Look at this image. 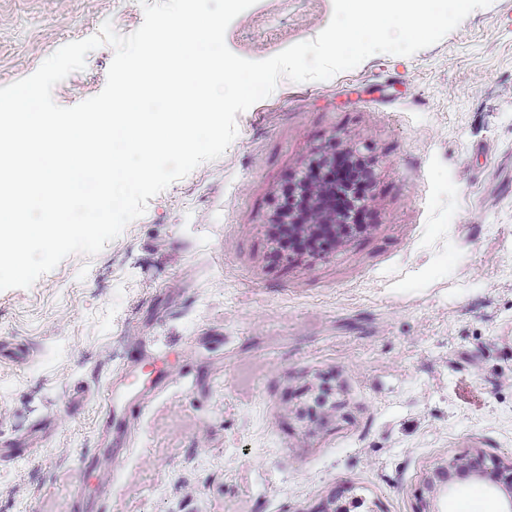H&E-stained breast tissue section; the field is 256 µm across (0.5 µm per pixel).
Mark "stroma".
I'll use <instances>...</instances> for the list:
<instances>
[{
    "label": "stroma",
    "mask_w": 512,
    "mask_h": 512,
    "mask_svg": "<svg viewBox=\"0 0 512 512\" xmlns=\"http://www.w3.org/2000/svg\"><path fill=\"white\" fill-rule=\"evenodd\" d=\"M333 0H257L225 40L269 58L314 39ZM139 0H0V86ZM114 56L52 92L97 95ZM218 159L150 198L97 255L0 291V512H414L440 460L441 512H502L512 480V0L411 56L280 80ZM355 153L366 231L283 261L288 181ZM161 390L104 431L109 386ZM472 465L467 459L454 457L451 459H444L438 463L429 476H427L422 483L417 496V506L415 512H437L436 503L442 495H447L448 489L451 486V481L448 474L460 468L473 477L482 480L486 477V470L483 468L479 461H473Z\"/></svg>",
    "instance_id": "35a3bbf8"
}]
</instances>
